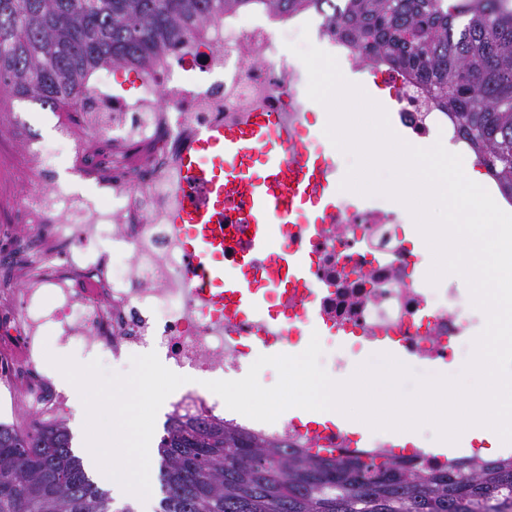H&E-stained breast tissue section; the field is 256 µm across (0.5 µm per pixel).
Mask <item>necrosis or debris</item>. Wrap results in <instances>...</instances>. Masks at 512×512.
<instances>
[{
	"label": "necrosis or debris",
	"instance_id": "4bbe7bcc",
	"mask_svg": "<svg viewBox=\"0 0 512 512\" xmlns=\"http://www.w3.org/2000/svg\"><path fill=\"white\" fill-rule=\"evenodd\" d=\"M303 34L314 46L335 48L346 71L366 69L353 48L310 13L284 21L265 10L228 12L196 27L189 48L147 57L139 69L140 98L112 95V69L103 67L90 93L98 110L83 128L61 117L54 140L26 143V163L37 175L62 156L90 173L94 137H111L112 156L110 174L96 177L91 195L58 183L24 190L29 221L17 234L27 247L0 256V269L17 274L13 287L0 288L1 399L21 414L15 430L52 427L70 407L72 392L45 371L52 347H76L83 358L109 363L153 349L172 372L208 379L239 378L251 364L259 329L226 321L195 293L179 234L167 218L186 197L177 158L203 129L244 120L263 102L303 123L310 104L306 76L283 61L286 42ZM384 80L412 139L442 138L475 160L452 115L422 87L393 71ZM404 223L400 207L343 202L318 236L304 225H286L280 244L306 254L310 291L269 292L267 314L286 324L289 335L301 334L294 318L313 298L329 334L392 339L416 364L458 362L473 344V320L457 305L452 283L429 284L415 268ZM167 403L177 417L203 416L284 447L310 445L290 420H252L214 394L178 389Z\"/></svg>",
	"mask_w": 512,
	"mask_h": 512
}]
</instances>
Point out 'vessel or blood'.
Returning <instances> with one entry per match:
<instances>
[{"mask_svg":"<svg viewBox=\"0 0 512 512\" xmlns=\"http://www.w3.org/2000/svg\"><path fill=\"white\" fill-rule=\"evenodd\" d=\"M182 188L202 190L169 214L189 260L187 273L207 302L222 306L225 316L261 318L265 296L248 283L251 264L264 253L285 225L305 221L322 224L341 194V176L316 156L301 127L289 124L286 113L260 104L248 119L209 126L194 149L180 156ZM242 204L241 223L249 227V246L233 269L224 267V211ZM306 287L308 268L303 254L282 249L271 274Z\"/></svg>","mask_w":512,"mask_h":512,"instance_id":"obj_1","label":"vessel or blood"}]
</instances>
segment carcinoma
<instances>
[{"instance_id": "obj_1", "label": "carcinoma", "mask_w": 512, "mask_h": 512, "mask_svg": "<svg viewBox=\"0 0 512 512\" xmlns=\"http://www.w3.org/2000/svg\"><path fill=\"white\" fill-rule=\"evenodd\" d=\"M261 3L327 14L369 64L413 77L452 113L488 174L512 193V0H0V102L32 99L81 118L101 65L131 69L192 27ZM156 512H512V457L446 470L279 448L194 418L158 448ZM0 512H134L114 505L66 427L0 425Z\"/></svg>"}]
</instances>
